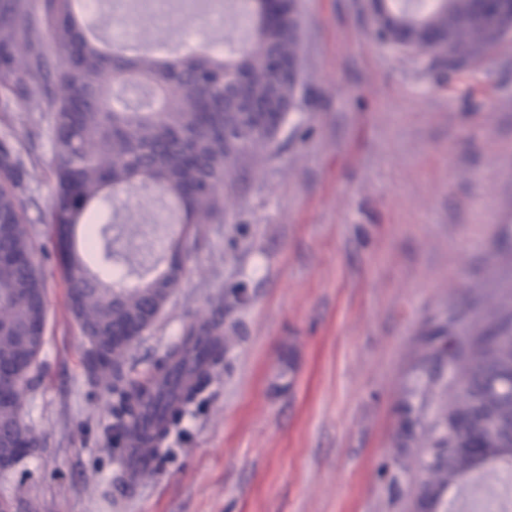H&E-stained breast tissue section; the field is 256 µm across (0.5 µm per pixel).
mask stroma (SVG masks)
<instances>
[{
  "label": "stroma",
  "mask_w": 512,
  "mask_h": 512,
  "mask_svg": "<svg viewBox=\"0 0 512 512\" xmlns=\"http://www.w3.org/2000/svg\"><path fill=\"white\" fill-rule=\"evenodd\" d=\"M250 0L179 9L151 25L123 0L86 20L111 42L163 30L174 47L243 39ZM305 91L278 157L242 172L181 282L132 344L126 381L150 378L184 325L224 307L227 353L206 390L128 492L112 394L93 384L53 248L48 115L11 98L47 322L22 408L41 441L0 476L12 512H414L432 417L429 340L477 335L512 306V38L451 71L371 37L368 0H299ZM179 225L121 242L111 267L133 285L163 271Z\"/></svg>",
  "instance_id": "obj_1"
}]
</instances>
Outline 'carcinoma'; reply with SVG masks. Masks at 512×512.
Segmentation results:
<instances>
[{"label":"carcinoma","mask_w":512,"mask_h":512,"mask_svg":"<svg viewBox=\"0 0 512 512\" xmlns=\"http://www.w3.org/2000/svg\"><path fill=\"white\" fill-rule=\"evenodd\" d=\"M74 0H0V95L46 100L54 186L47 223L56 227L71 313L86 341L94 378L111 384L116 427L129 426L155 403L160 427L144 439L164 442L170 428L201 394L224 358L223 314L189 323L146 384H127L121 372L128 336L150 327L178 287L202 230L224 217V197L249 160L273 157L290 114L302 102L303 83L288 73L302 60V26L295 0H253L251 29L228 55L205 43L181 54L127 55L109 51L87 34ZM374 26L396 34L415 54L460 69L488 54L498 32L479 18L478 0H388ZM24 162L9 136L0 138V355L30 367L10 402L0 404V435L30 450L40 439L22 417L24 387L39 367L46 320L45 288L34 261ZM140 193L164 221L181 225L169 245L167 268L132 287L108 284L77 250L74 230L92 225L86 253L112 261V224L100 209L121 193ZM453 356L463 402L443 404L416 425L427 428L432 447L454 448L447 459L430 456L419 502L438 505L477 465L456 428L460 414L487 429L512 418V314L496 313L484 333L462 348L431 345L427 359ZM485 470L512 466L508 427L486 441Z\"/></svg>","instance_id":"cac0c4a2"}]
</instances>
